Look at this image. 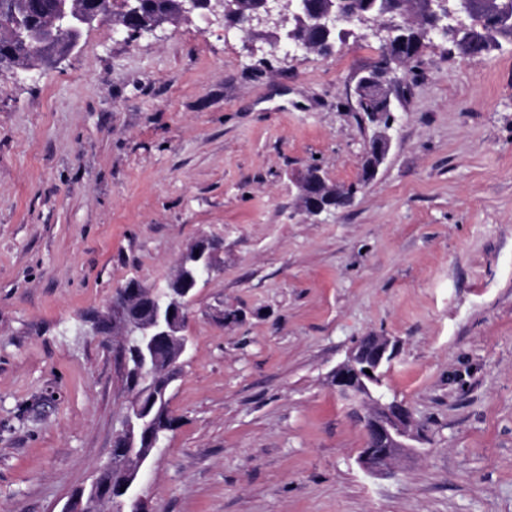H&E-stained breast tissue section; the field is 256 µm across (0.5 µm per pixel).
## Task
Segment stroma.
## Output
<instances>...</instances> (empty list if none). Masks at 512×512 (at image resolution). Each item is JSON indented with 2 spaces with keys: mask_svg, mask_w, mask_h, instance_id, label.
Returning <instances> with one entry per match:
<instances>
[{
  "mask_svg": "<svg viewBox=\"0 0 512 512\" xmlns=\"http://www.w3.org/2000/svg\"><path fill=\"white\" fill-rule=\"evenodd\" d=\"M376 30L326 56L219 16L133 43L105 21L56 68H0V512L91 484L128 392L119 339L81 318L129 279L165 287L202 236L224 270L189 306L157 512H512V42L432 37L376 178L307 216L298 175L357 182L379 131L354 98ZM372 335L399 344L382 391L420 433L385 476L328 383Z\"/></svg>",
  "mask_w": 512,
  "mask_h": 512,
  "instance_id": "obj_1",
  "label": "stroma"
}]
</instances>
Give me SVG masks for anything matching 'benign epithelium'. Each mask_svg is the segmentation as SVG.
Instances as JSON below:
<instances>
[{"mask_svg":"<svg viewBox=\"0 0 512 512\" xmlns=\"http://www.w3.org/2000/svg\"><path fill=\"white\" fill-rule=\"evenodd\" d=\"M138 0L122 2L123 21L116 27L133 41L143 34L155 30V26L139 24ZM349 0H258L241 7L238 21L227 22L241 29L274 26L285 29L283 46L293 49L318 50L323 46H336V32L346 22H361L370 18L387 16L390 23L386 27L385 44L394 40V34L412 26L413 19L430 16L435 24L433 31L441 37L447 35L445 21L454 16L445 9V0H412L411 7L391 12L375 8L366 3L358 13L348 10ZM114 0H66L56 10L42 13L43 30L62 43L68 44L64 52L52 53L37 58H22L17 65L30 68L38 63H58L68 57L78 41L74 33H83L94 22L112 17ZM212 15L225 14L232 10L224 5V0H181L180 17L189 18L200 8ZM484 12L500 18L499 31L512 30V11L504 8L496 0H484ZM34 33L20 30L12 18L0 16V41H23ZM399 83V77L390 63L379 70L362 76L356 85L357 99L373 101L376 109L371 113L372 120L390 129L394 116L391 113V91ZM390 146L387 134L373 138L366 149L360 183H370L378 172ZM299 191L304 211L317 216L327 208L322 198L331 194L336 187L329 185L315 168L311 167L299 181ZM224 243L202 236L195 240L182 254L171 282L177 285L176 291L160 297L142 289L140 281L128 280L118 294L112 297L106 311L99 317L97 333L104 332L123 336V346L137 349L139 354L138 381L151 391L161 386L167 391L175 381L182 359L189 352L191 343L186 334L189 319L188 302L200 283L223 269ZM398 345L382 336H368L351 350L346 359L336 365L330 373L331 385L342 397L355 398L368 408L360 416L370 447L360 455L361 464L369 471L386 469L399 453L410 447L414 438L412 413L400 402L384 403L374 395V386L382 376L385 366L397 357ZM149 411L137 399L126 404L122 415L121 429L114 441L120 442L112 448L111 457L100 464L91 488L77 491L66 503L62 512H104L109 506L113 512H154L143 492V473L152 449L158 448L164 438L156 435L145 448L138 447L137 433L150 428ZM107 471L122 474L117 487L100 484V475Z\"/></svg>","mask_w":512,"mask_h":512,"instance_id":"obj_1","label":"benign epithelium"}]
</instances>
